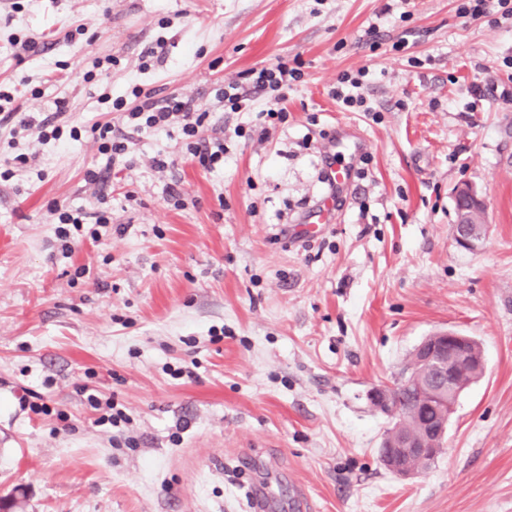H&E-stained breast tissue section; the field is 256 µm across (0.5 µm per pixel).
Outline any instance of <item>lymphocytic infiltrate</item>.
<instances>
[{
	"mask_svg": "<svg viewBox=\"0 0 512 512\" xmlns=\"http://www.w3.org/2000/svg\"><path fill=\"white\" fill-rule=\"evenodd\" d=\"M300 68L290 66L286 58L276 63L253 69L246 73L244 80H229L215 92L217 102L233 112H251L255 115L252 125H237V137L252 140L263 139L269 124L284 121L283 107L288 93L300 82ZM100 104L110 111L118 112L117 122H97L89 131L98 144V151L104 157L106 166L128 163L138 138L170 133L179 129L185 155L204 170L212 171L224 163L226 148L223 130L211 125L209 110L195 104L192 97L174 92L160 94L157 90H146L133 86L130 99H111L109 94L99 97ZM0 116L5 121H16L19 129L37 130L41 140H80L83 132L72 125L63 110L48 113L42 119L19 115L11 93L0 90ZM53 213L59 223L57 236L62 253L73 250L70 228L84 224L107 225L112 221L110 212H93L65 205H54Z\"/></svg>",
	"mask_w": 512,
	"mask_h": 512,
	"instance_id": "lymphocytic-infiltrate-1",
	"label": "lymphocytic infiltrate"
}]
</instances>
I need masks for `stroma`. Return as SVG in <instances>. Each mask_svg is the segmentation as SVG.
<instances>
[{
	"instance_id": "1",
	"label": "stroma",
	"mask_w": 512,
	"mask_h": 512,
	"mask_svg": "<svg viewBox=\"0 0 512 512\" xmlns=\"http://www.w3.org/2000/svg\"><path fill=\"white\" fill-rule=\"evenodd\" d=\"M389 2L19 0L13 13L0 0V86L20 111L60 98L86 129L100 94L137 83L193 96L228 149L209 172L183 159L179 135L145 137L91 185L103 161L90 137L0 127V164L36 156L0 179V497L13 512H252L254 484L280 504L305 492L313 512H512V19L460 17L459 0H411L402 19L382 15ZM79 24L78 52L64 34ZM53 32L38 54L8 43ZM160 37L164 59L147 58ZM86 53L115 63L87 78ZM281 57L304 73L287 124L234 138L247 116L222 111L215 89ZM361 68L374 118L329 95ZM51 72L64 84L33 96ZM344 127L370 163L303 241L327 191L320 134ZM160 153L176 160L162 173ZM464 182L487 202L475 252L452 236ZM55 202L111 212L106 243L84 237L64 256ZM440 329L475 338L485 372L431 468L405 479L380 461L390 421L366 393ZM190 363L194 377L171 376ZM86 386L124 406L133 447H113Z\"/></svg>"
}]
</instances>
